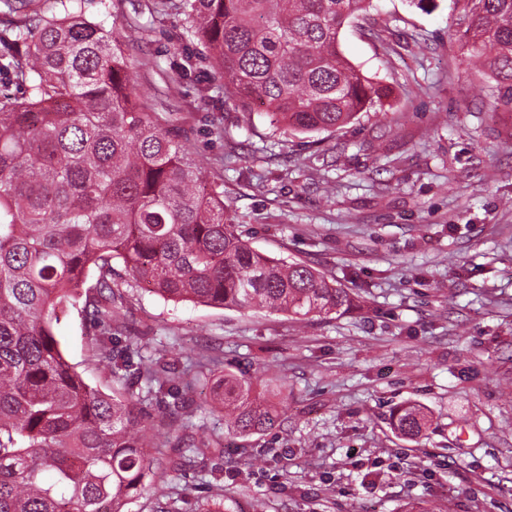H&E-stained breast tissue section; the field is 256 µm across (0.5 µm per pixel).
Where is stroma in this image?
<instances>
[{
  "mask_svg": "<svg viewBox=\"0 0 512 512\" xmlns=\"http://www.w3.org/2000/svg\"><path fill=\"white\" fill-rule=\"evenodd\" d=\"M143 2L83 6L107 29L146 26L126 50L139 89L188 131L243 239L308 263L353 305L299 321L123 283L144 358L209 360L185 434L224 437L168 471L166 498L144 489L126 512H200L219 484L224 512H512V111L462 62L454 0H374L343 29L346 57L391 94L331 134L284 131L256 103L241 111L208 79L184 15ZM93 332L76 307L58 328L67 359L109 392L88 362ZM228 371L261 392L282 385L281 424L229 433L211 403ZM408 404L431 413L414 440L391 424Z\"/></svg>",
  "mask_w": 512,
  "mask_h": 512,
  "instance_id": "obj_1",
  "label": "stroma"
}]
</instances>
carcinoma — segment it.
I'll list each match as a JSON object with an SVG mask.
<instances>
[{
    "label": "carcinoma",
    "mask_w": 512,
    "mask_h": 512,
    "mask_svg": "<svg viewBox=\"0 0 512 512\" xmlns=\"http://www.w3.org/2000/svg\"><path fill=\"white\" fill-rule=\"evenodd\" d=\"M455 42L488 68L497 103L512 105V0H455ZM0 69L24 88L0 98V512H125L150 478L164 481V443L177 412L145 425L123 393L90 386L64 355L60 315L84 299L95 323L119 322L114 287L128 275L171 300L258 309L298 320L343 313L353 301L305 262L253 249L224 218V193L203 177L185 130L168 124L132 80L122 45L146 29L105 30L81 0L8 4ZM149 13L187 18L212 78L245 111L273 123L334 132L383 106L389 89L344 56L340 34L372 0H147ZM95 282L88 284L90 276ZM92 357L124 390L180 399L181 375L143 359L130 341L95 334ZM213 401L226 426L271 429L278 407L227 372ZM430 413L397 408L392 425L424 435ZM194 454L222 447L202 431Z\"/></svg>",
    "instance_id": "obj_1"
}]
</instances>
